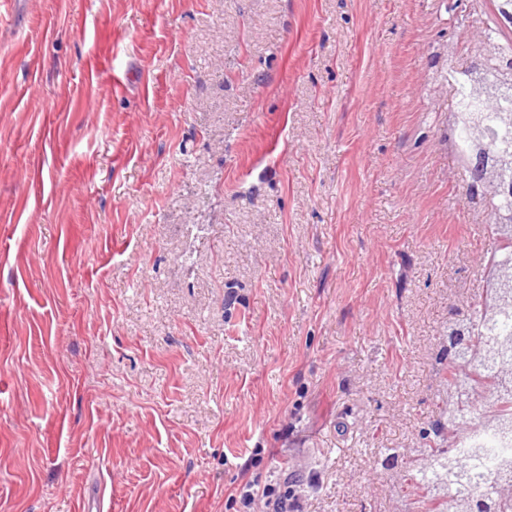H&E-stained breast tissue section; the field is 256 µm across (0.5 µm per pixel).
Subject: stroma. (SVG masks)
<instances>
[{
  "label": "stroma",
  "instance_id": "stroma-1",
  "mask_svg": "<svg viewBox=\"0 0 512 512\" xmlns=\"http://www.w3.org/2000/svg\"><path fill=\"white\" fill-rule=\"evenodd\" d=\"M495 0H10L0 512H407L482 201L444 57ZM399 449L394 462L386 451ZM258 486L254 481L245 483L239 492V502L245 509H251L256 500H263L268 512H295V492L292 490V483L288 479L283 484H266L262 490L254 489Z\"/></svg>",
  "mask_w": 512,
  "mask_h": 512
}]
</instances>
